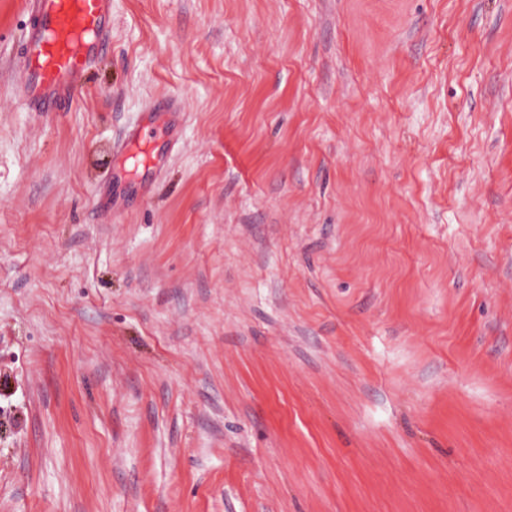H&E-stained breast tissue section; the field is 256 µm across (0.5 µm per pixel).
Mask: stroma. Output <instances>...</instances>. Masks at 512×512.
<instances>
[{
	"label": "stroma",
	"instance_id": "stroma-1",
	"mask_svg": "<svg viewBox=\"0 0 512 512\" xmlns=\"http://www.w3.org/2000/svg\"><path fill=\"white\" fill-rule=\"evenodd\" d=\"M25 22L0 512H512V0H112L67 112Z\"/></svg>",
	"mask_w": 512,
	"mask_h": 512
}]
</instances>
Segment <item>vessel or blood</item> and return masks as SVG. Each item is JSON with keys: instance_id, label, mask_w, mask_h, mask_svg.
<instances>
[{"instance_id": "1", "label": "vessel or blood", "mask_w": 512, "mask_h": 512, "mask_svg": "<svg viewBox=\"0 0 512 512\" xmlns=\"http://www.w3.org/2000/svg\"><path fill=\"white\" fill-rule=\"evenodd\" d=\"M26 31L15 71L31 112H65L107 53L112 0H25Z\"/></svg>"}]
</instances>
